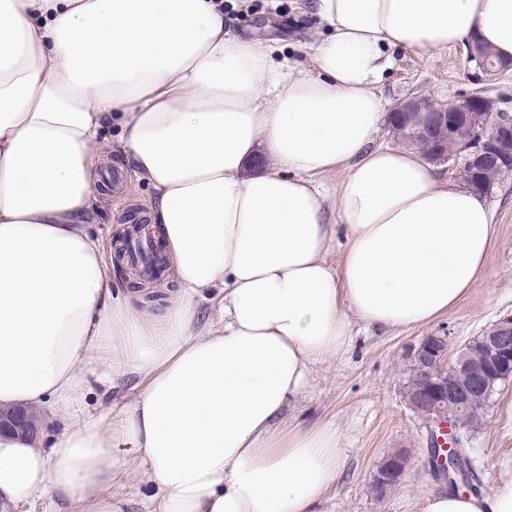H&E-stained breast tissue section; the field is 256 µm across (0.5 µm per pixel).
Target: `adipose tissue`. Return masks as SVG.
<instances>
[{"instance_id": "ef3b65f1", "label": "adipose tissue", "mask_w": 512, "mask_h": 512, "mask_svg": "<svg viewBox=\"0 0 512 512\" xmlns=\"http://www.w3.org/2000/svg\"><path fill=\"white\" fill-rule=\"evenodd\" d=\"M311 7L328 35L307 67L228 32L224 0H0V409L63 422L0 435L1 504L123 512L97 492L132 463L149 512H320L339 434L283 419L312 367L353 322L429 324L484 278V195L375 145L378 85L393 49L512 59V0ZM110 127L176 285L159 316L88 229ZM94 383L133 396L81 411ZM423 512H512V458L492 493Z\"/></svg>"}]
</instances>
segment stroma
I'll return each instance as SVG.
<instances>
[{
  "label": "stroma",
  "instance_id": "35a3bbf8",
  "mask_svg": "<svg viewBox=\"0 0 512 512\" xmlns=\"http://www.w3.org/2000/svg\"><path fill=\"white\" fill-rule=\"evenodd\" d=\"M228 30L241 32L274 49V59L302 61L300 45L323 37L325 28L301 0H224ZM378 93L384 109L425 91L441 102L474 90L512 96V71L490 80L484 77L467 48L456 44L435 52L396 50ZM121 186L109 189L98 209L96 226L126 235L128 214L139 209L148 191L125 171L120 159ZM485 198L498 226L487 257L485 279L451 313L433 322L391 332L354 324L352 343L342 355L313 366L304 397L289 408L288 418L306 426L336 425L340 434V475L321 505V512H421L424 499L448 489L428 462L427 426L404 401L410 381V354L428 335L443 333L460 345L481 335L500 318L512 316V173L491 184ZM485 425L471 437L472 457L483 478V492L496 485V464L512 456V384L502 385L485 411ZM396 448L409 449L411 462L402 482L385 496L372 489L382 459ZM152 489L135 465L104 486L100 497L122 500L124 512H146Z\"/></svg>",
  "mask_w": 512,
  "mask_h": 512
}]
</instances>
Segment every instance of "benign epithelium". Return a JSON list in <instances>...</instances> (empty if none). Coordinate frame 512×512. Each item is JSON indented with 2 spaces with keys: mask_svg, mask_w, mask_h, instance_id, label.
I'll list each match as a JSON object with an SVG mask.
<instances>
[{
  "mask_svg": "<svg viewBox=\"0 0 512 512\" xmlns=\"http://www.w3.org/2000/svg\"><path fill=\"white\" fill-rule=\"evenodd\" d=\"M469 50L479 68L490 76L512 69L511 62H493L494 54L478 43L471 44ZM389 125L397 138L427 146L431 162L448 165L477 191L485 190L481 169L512 171V115L480 91L449 105L438 104L428 93L418 91L389 113ZM452 140L465 142L470 152L451 163L448 142ZM411 367L417 384L408 387L405 399L429 432L439 435L438 442L446 451L429 465L448 479L450 488L457 489L466 484V477L453 465V455L465 456L461 449L467 447L469 432L482 427V410L494 387L512 380V318L499 320L492 331L459 346L444 335L427 336L413 350ZM1 428L30 434L36 425L34 416L19 407L0 410ZM409 464L403 448L388 454L373 478L376 494L383 496L396 486Z\"/></svg>",
  "mask_w": 512,
  "mask_h": 512,
  "instance_id": "obj_1",
  "label": "benign epithelium"
}]
</instances>
